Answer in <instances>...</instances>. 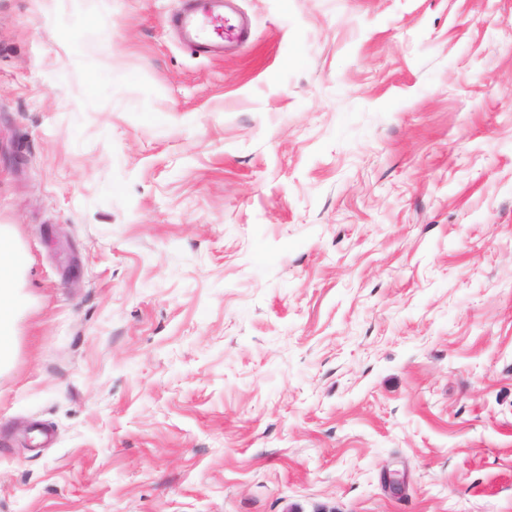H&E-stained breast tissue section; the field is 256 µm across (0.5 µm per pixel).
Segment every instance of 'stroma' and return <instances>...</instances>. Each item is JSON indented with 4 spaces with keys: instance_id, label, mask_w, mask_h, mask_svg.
Wrapping results in <instances>:
<instances>
[{
    "instance_id": "stroma-1",
    "label": "stroma",
    "mask_w": 512,
    "mask_h": 512,
    "mask_svg": "<svg viewBox=\"0 0 512 512\" xmlns=\"http://www.w3.org/2000/svg\"><path fill=\"white\" fill-rule=\"evenodd\" d=\"M236 3L0 0V512H512V0ZM222 19H224L222 13L205 7L198 10L184 9L179 16V22L186 39L202 49H208L210 45L204 26L207 23H219ZM12 259L10 254L0 251V350L3 351L8 343L7 324L13 306V292L10 288L12 279Z\"/></svg>"
}]
</instances>
